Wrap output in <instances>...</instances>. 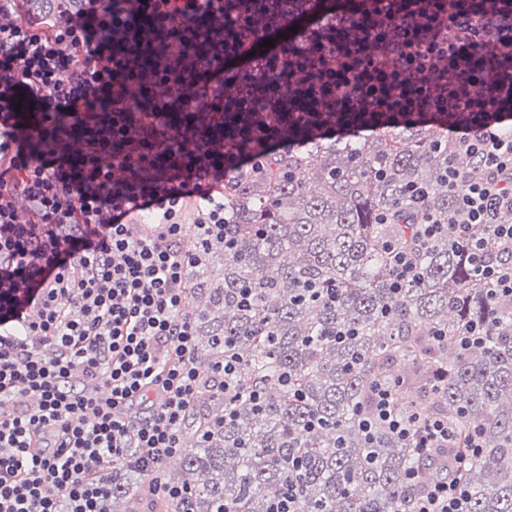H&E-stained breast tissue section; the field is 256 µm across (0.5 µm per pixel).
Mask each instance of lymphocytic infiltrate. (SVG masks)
<instances>
[{"instance_id":"f902f5d3","label":"lymphocytic infiltrate","mask_w":512,"mask_h":512,"mask_svg":"<svg viewBox=\"0 0 512 512\" xmlns=\"http://www.w3.org/2000/svg\"><path fill=\"white\" fill-rule=\"evenodd\" d=\"M364 40L332 27L279 38L309 111L449 113L478 173L448 168L458 243L512 297V263L486 258L472 225L512 246V0H363ZM224 0H0V512H103L114 464L155 475L179 450L196 391L195 320L182 280L224 232V68L247 30ZM154 62L149 71L138 58ZM26 203L18 214L17 200ZM68 298L61 307L59 298ZM37 320L6 326L27 305ZM373 418L428 451L447 421L415 423L378 390ZM420 512H468L458 482L425 487Z\"/></svg>"}]
</instances>
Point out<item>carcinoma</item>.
Wrapping results in <instances>:
<instances>
[{"label": "carcinoma", "instance_id": "cac0c4a2", "mask_svg": "<svg viewBox=\"0 0 512 512\" xmlns=\"http://www.w3.org/2000/svg\"><path fill=\"white\" fill-rule=\"evenodd\" d=\"M260 88L294 107L288 82L250 61L224 87V140L254 121L246 103ZM373 126L367 138L312 137L302 151L269 155L259 172L225 178L232 248H208L224 252L222 278L205 264L187 273L204 369L184 425L195 439L178 474L156 475L189 490L190 510L168 497L154 505L160 512H275L290 487L294 512H419L407 471L425 481L444 466L469 512H512V299L475 274L448 223V160L466 174L475 162L431 119ZM415 185L442 224L423 241V212L407 193ZM476 233L488 258L504 257L503 242ZM396 250L418 256L399 288ZM472 322L490 336L464 352L458 337ZM227 351L242 362L226 393L212 376ZM380 387L404 417L448 420L455 439L435 464L381 423L366 430ZM457 456L466 458L459 469ZM147 480L116 467L106 512L142 495Z\"/></svg>", "mask_w": 512, "mask_h": 512}]
</instances>
